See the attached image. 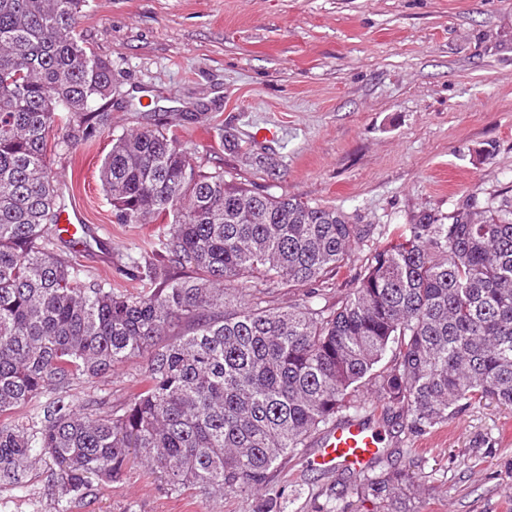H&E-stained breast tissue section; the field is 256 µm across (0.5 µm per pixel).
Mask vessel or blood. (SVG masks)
<instances>
[{
    "label": "vessel or blood",
    "mask_w": 512,
    "mask_h": 512,
    "mask_svg": "<svg viewBox=\"0 0 512 512\" xmlns=\"http://www.w3.org/2000/svg\"><path fill=\"white\" fill-rule=\"evenodd\" d=\"M80 223L79 214L64 210L52 232L76 244L82 238ZM385 445L380 425L363 418L347 419L336 423L318 438L308 464L322 471L343 469L352 476L361 477L371 469L380 448Z\"/></svg>",
    "instance_id": "b4317fda"
}]
</instances>
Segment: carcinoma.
Segmentation results:
<instances>
[{
  "instance_id": "carcinoma-1",
  "label": "carcinoma",
  "mask_w": 512,
  "mask_h": 512,
  "mask_svg": "<svg viewBox=\"0 0 512 512\" xmlns=\"http://www.w3.org/2000/svg\"><path fill=\"white\" fill-rule=\"evenodd\" d=\"M88 0H0V478L50 460L59 512L129 450L166 490H264L285 457L366 410L425 432L450 411L512 407V198L470 195L448 216L390 230L334 208L260 193L205 168L158 112L112 139L100 180L118 224L160 222L137 292L90 279L50 229L65 203L47 153L110 128L112 61L77 31ZM359 257L355 287L318 291ZM308 286L273 307L253 285ZM148 366L120 415L76 407L68 388L136 357ZM30 417L8 422L45 395ZM404 470L355 485L375 512H418Z\"/></svg>"
}]
</instances>
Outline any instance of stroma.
I'll use <instances>...</instances> for the list:
<instances>
[{
  "label": "stroma",
  "mask_w": 512,
  "mask_h": 512,
  "mask_svg": "<svg viewBox=\"0 0 512 512\" xmlns=\"http://www.w3.org/2000/svg\"><path fill=\"white\" fill-rule=\"evenodd\" d=\"M112 61V130L91 149L56 150L53 169L90 244H61L86 273L131 292L121 270L157 224H118L99 167L142 106L183 113L175 133L226 179L344 212L354 224L448 214L472 192L512 197V0H89L79 26ZM146 369L134 359L75 381V405L124 406ZM383 468L413 474L420 512H512V407L454 410L416 434L387 430ZM289 461L264 492L282 512H371L357 480ZM51 467L0 478V512H56ZM256 500L170 493L130 459L72 512H256Z\"/></svg>",
  "instance_id": "35a3bbf8"
}]
</instances>
